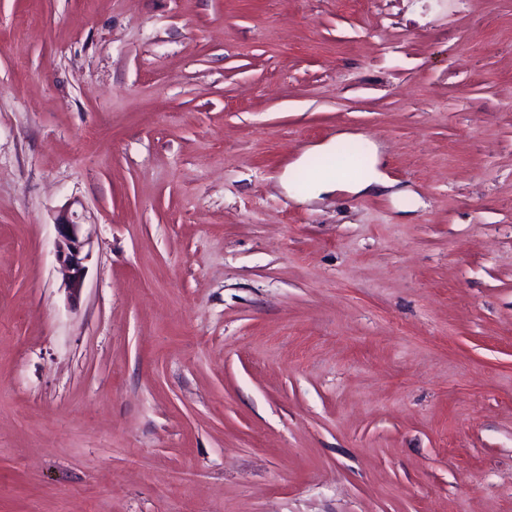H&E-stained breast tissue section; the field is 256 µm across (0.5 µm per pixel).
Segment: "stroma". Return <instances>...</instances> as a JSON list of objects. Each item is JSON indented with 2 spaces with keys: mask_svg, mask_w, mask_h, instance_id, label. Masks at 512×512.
I'll use <instances>...</instances> for the list:
<instances>
[{
  "mask_svg": "<svg viewBox=\"0 0 512 512\" xmlns=\"http://www.w3.org/2000/svg\"><path fill=\"white\" fill-rule=\"evenodd\" d=\"M0 512H512V0H0ZM371 162L367 171L357 178H339L336 172H327L316 175L311 181V188L307 194L328 193L334 190L347 189L352 192H363L377 190L378 188H387L389 183L382 178L377 170V155L373 145H369ZM56 239V261L63 275L65 285L72 297L80 294L87 273L86 261L89 251L86 250L88 238L82 233V224L68 217H63L54 224Z\"/></svg>",
  "mask_w": 512,
  "mask_h": 512,
  "instance_id": "35a3bbf8",
  "label": "stroma"
}]
</instances>
